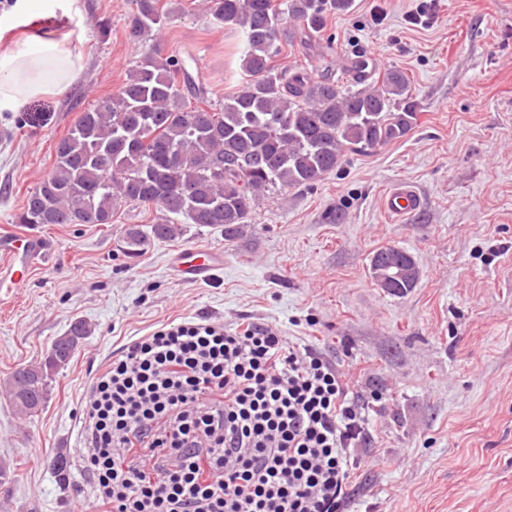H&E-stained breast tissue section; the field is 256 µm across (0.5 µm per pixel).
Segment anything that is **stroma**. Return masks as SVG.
<instances>
[{"mask_svg": "<svg viewBox=\"0 0 512 512\" xmlns=\"http://www.w3.org/2000/svg\"><path fill=\"white\" fill-rule=\"evenodd\" d=\"M419 2L353 0L326 19V55L296 43L277 60L343 84L360 58L376 79L402 68L421 106L404 138L347 155L312 186L267 193L233 232L188 224L136 258L123 254L122 231L152 223L155 210L124 206L108 224L33 230L51 250L23 287L0 288V384L43 361L72 323L90 333L30 420L0 394V458L14 468L0 512H90V481L75 465L88 386L129 339L186 316L278 327L335 362L360 400L382 393L352 512H512V0H441L429 24L413 25ZM160 3L173 17L151 44L127 36L134 0L0 8V43L53 40L83 55L64 95L0 110V237L30 231L15 216L52 170L57 142L150 46L187 61L212 100L241 87L239 31L213 26L202 0ZM399 182L422 198L401 221L382 206ZM390 245L420 268L400 297L370 273ZM187 246L223 252V269L177 280L170 259ZM61 456L63 476L49 465Z\"/></svg>", "mask_w": 512, "mask_h": 512, "instance_id": "obj_1", "label": "stroma"}]
</instances>
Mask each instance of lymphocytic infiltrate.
<instances>
[{
    "label": "lymphocytic infiltrate",
    "mask_w": 512,
    "mask_h": 512,
    "mask_svg": "<svg viewBox=\"0 0 512 512\" xmlns=\"http://www.w3.org/2000/svg\"><path fill=\"white\" fill-rule=\"evenodd\" d=\"M369 412L279 328L184 317L93 379L79 466L95 512H350Z\"/></svg>",
    "instance_id": "f902f5d3"
}]
</instances>
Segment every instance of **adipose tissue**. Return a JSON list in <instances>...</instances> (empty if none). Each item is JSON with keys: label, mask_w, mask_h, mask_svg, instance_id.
I'll use <instances>...</instances> for the list:
<instances>
[{"label": "adipose tissue", "mask_w": 512, "mask_h": 512, "mask_svg": "<svg viewBox=\"0 0 512 512\" xmlns=\"http://www.w3.org/2000/svg\"><path fill=\"white\" fill-rule=\"evenodd\" d=\"M80 53L47 40L0 50V104L19 106L29 100L65 92L80 69Z\"/></svg>", "instance_id": "obj_1"}]
</instances>
